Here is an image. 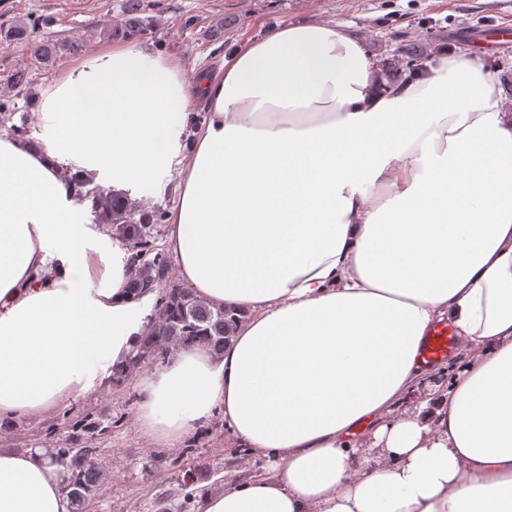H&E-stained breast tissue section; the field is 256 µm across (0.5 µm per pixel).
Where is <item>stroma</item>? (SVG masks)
<instances>
[{"instance_id":"stroma-1","label":"stroma","mask_w":512,"mask_h":512,"mask_svg":"<svg viewBox=\"0 0 512 512\" xmlns=\"http://www.w3.org/2000/svg\"><path fill=\"white\" fill-rule=\"evenodd\" d=\"M142 15L152 22L148 35L164 56L183 62L185 76L217 72L235 47L265 37L272 29L312 19L332 21L361 37L374 61L392 57L398 46H425L428 64L454 54L482 63L497 76L504 104L512 109V36L492 50L480 49L478 36L494 34L498 25L512 24V0H142ZM126 0H0V31L18 24L33 26L37 38L62 44L55 61L42 65L20 41L0 44V99H12L16 114L0 122V131L25 123L28 137L42 127L34 98L72 65L101 47L113 45L107 23H119ZM78 43V51L67 48ZM24 73L26 88L14 87L12 77ZM139 370L117 383L111 372L97 374L89 393L38 418L12 421L0 429V448L48 450L63 447L71 433L69 420L83 416L102 422L93 435L97 459L106 471L104 482L89 502L88 512H159L169 508L200 512L203 496L223 492L238 480L264 477L272 460L231 447L222 416L209 427L168 446L144 435L137 424ZM192 455H185V446ZM180 467H173V460ZM194 471L195 481L184 487L180 468Z\"/></svg>"}]
</instances>
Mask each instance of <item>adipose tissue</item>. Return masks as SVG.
Masks as SVG:
<instances>
[{
  "label": "adipose tissue",
  "instance_id": "1",
  "mask_svg": "<svg viewBox=\"0 0 512 512\" xmlns=\"http://www.w3.org/2000/svg\"><path fill=\"white\" fill-rule=\"evenodd\" d=\"M34 102L39 140L0 134V421L86 394L139 340L126 243L87 226L75 184L173 172L177 278L238 322L221 354L176 349L140 378L139 428L174 445L219 414L276 463L201 512H512V112L493 72L449 57L391 88L322 21L193 83L149 41L102 48ZM439 324L467 364L398 410ZM0 512L73 505L46 456L0 449Z\"/></svg>",
  "mask_w": 512,
  "mask_h": 512
}]
</instances>
